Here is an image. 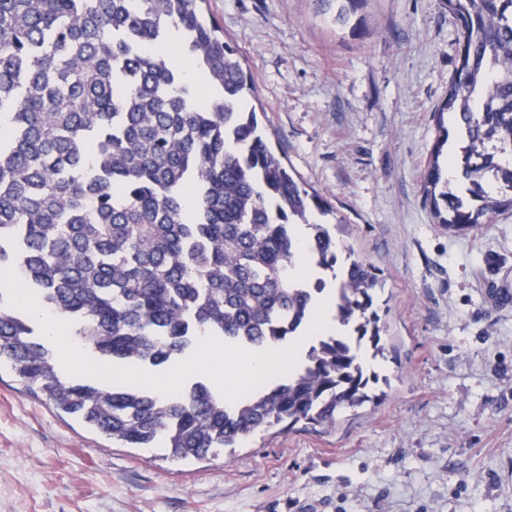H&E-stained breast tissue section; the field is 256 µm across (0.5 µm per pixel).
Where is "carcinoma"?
I'll return each instance as SVG.
<instances>
[{
    "label": "carcinoma",
    "mask_w": 512,
    "mask_h": 512,
    "mask_svg": "<svg viewBox=\"0 0 512 512\" xmlns=\"http://www.w3.org/2000/svg\"><path fill=\"white\" fill-rule=\"evenodd\" d=\"M206 2L0 0V268L18 269L96 357L158 367L195 349L202 328L257 348L306 333L325 282L288 272L300 224L313 266L334 273L341 332L234 405L203 382L162 396L66 378L0 292V368L112 441L178 461L275 428L335 427L368 397L361 348L384 350L377 269L336 268V237L314 218L332 210L268 145L253 77ZM317 2L344 28L363 0ZM446 6L460 52L422 189L438 223L463 231L512 211V0ZM173 29L217 96L202 97L166 54Z\"/></svg>",
    "instance_id": "cac0c4a2"
}]
</instances>
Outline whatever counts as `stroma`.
Returning a JSON list of instances; mask_svg holds the SVG:
<instances>
[{"label": "stroma", "instance_id": "35a3bbf8", "mask_svg": "<svg viewBox=\"0 0 512 512\" xmlns=\"http://www.w3.org/2000/svg\"><path fill=\"white\" fill-rule=\"evenodd\" d=\"M274 150L334 208L338 258L380 271L385 350L334 428L273 429L194 463L123 448L0 371V512H512V213L436 223L421 185L459 31L444 0H208ZM324 15H328L336 27L352 24L359 6L365 0H316Z\"/></svg>", "mask_w": 512, "mask_h": 512}]
</instances>
